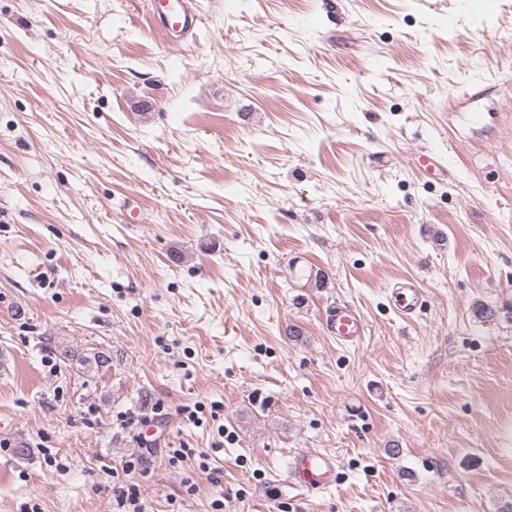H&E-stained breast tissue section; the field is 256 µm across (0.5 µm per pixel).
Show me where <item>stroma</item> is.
<instances>
[{"instance_id":"obj_1","label":"stroma","mask_w":512,"mask_h":512,"mask_svg":"<svg viewBox=\"0 0 512 512\" xmlns=\"http://www.w3.org/2000/svg\"><path fill=\"white\" fill-rule=\"evenodd\" d=\"M196 4L0 0V512H512V0ZM150 15L169 47L193 38L199 18L194 0H149ZM422 289L415 284H401L392 293V300L395 307L402 315L410 316L422 304ZM327 331L340 344L346 345L359 340L364 334V323L351 308L336 304L326 317ZM339 463L335 456L316 449L300 450L289 469V482L308 491H326L338 482Z\"/></svg>"}]
</instances>
